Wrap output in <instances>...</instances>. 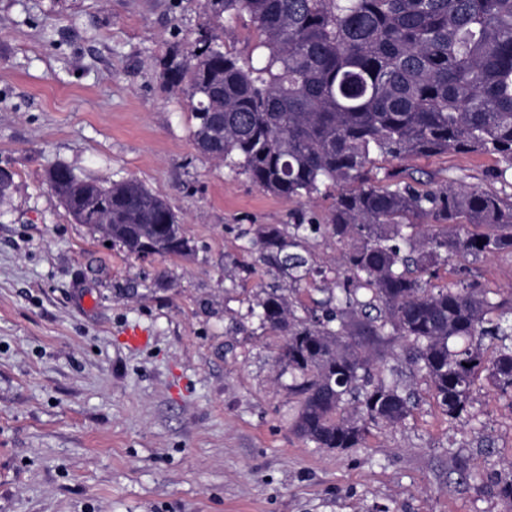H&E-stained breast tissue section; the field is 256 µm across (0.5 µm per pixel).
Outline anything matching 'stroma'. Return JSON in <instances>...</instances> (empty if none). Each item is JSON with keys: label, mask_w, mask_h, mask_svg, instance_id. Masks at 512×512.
Here are the masks:
<instances>
[{"label": "stroma", "mask_w": 512, "mask_h": 512, "mask_svg": "<svg viewBox=\"0 0 512 512\" xmlns=\"http://www.w3.org/2000/svg\"><path fill=\"white\" fill-rule=\"evenodd\" d=\"M205 21L200 0H0V512H512V397L480 373L471 424L449 421L396 337L375 358L412 395L401 424L342 451L296 436L280 335L250 314L289 282L243 245L323 223L334 195L289 201L199 153L161 73ZM58 164L141 181L192 252L138 259L76 223L46 180ZM406 166L501 187L486 155ZM463 279L512 295V255L432 283Z\"/></svg>", "instance_id": "obj_1"}]
</instances>
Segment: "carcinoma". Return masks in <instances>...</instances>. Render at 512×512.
<instances>
[{
	"label": "carcinoma",
	"mask_w": 512,
	"mask_h": 512,
	"mask_svg": "<svg viewBox=\"0 0 512 512\" xmlns=\"http://www.w3.org/2000/svg\"><path fill=\"white\" fill-rule=\"evenodd\" d=\"M208 22L162 79L182 91L192 139L210 160L286 199L337 191L325 224H264L248 249L297 284L322 274L305 241L348 246L341 279L324 281L322 315L298 314L273 288L260 323L282 333L279 361L299 396L295 429L319 448L359 446L371 425L409 414L399 383L374 379L368 340L397 336L448 418L469 421L476 372L512 394V298L474 281L437 288L456 257L512 255V194L449 177L428 187L377 158L490 155L512 174V0H203ZM246 16L262 53L241 57L224 23ZM51 186L84 224L136 257L192 247L158 194L134 179ZM112 208L107 220L106 208ZM482 246H477V243ZM376 316H371V312ZM497 346L484 357V341Z\"/></svg>",
	"instance_id": "obj_1"
}]
</instances>
